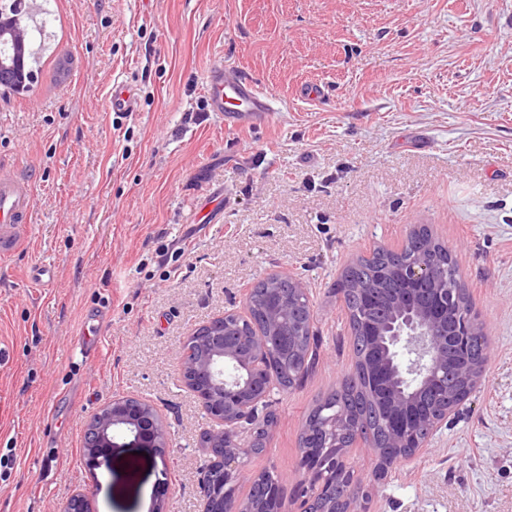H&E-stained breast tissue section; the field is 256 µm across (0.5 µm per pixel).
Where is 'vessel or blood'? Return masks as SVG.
<instances>
[{"label":"vessel or blood","instance_id":"1","mask_svg":"<svg viewBox=\"0 0 512 512\" xmlns=\"http://www.w3.org/2000/svg\"><path fill=\"white\" fill-rule=\"evenodd\" d=\"M211 111L221 113L229 130L266 124L275 110V98L259 90L256 83L238 69L211 67L206 76ZM34 197L30 182L0 173V255L13 254L22 232L33 222Z\"/></svg>","mask_w":512,"mask_h":512}]
</instances>
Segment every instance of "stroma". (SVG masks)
Instances as JSON below:
<instances>
[{
  "instance_id": "35a3bbf8",
  "label": "stroma",
  "mask_w": 512,
  "mask_h": 512,
  "mask_svg": "<svg viewBox=\"0 0 512 512\" xmlns=\"http://www.w3.org/2000/svg\"><path fill=\"white\" fill-rule=\"evenodd\" d=\"M36 2L32 89L0 94V168L35 196L27 241L0 257V512L78 494L87 512H203L211 421L181 382L182 342L277 270L309 292L314 357L272 393L247 470H275L278 512H303L305 417L354 364L336 283L414 224L456 259L490 353L414 458L378 479L352 449L367 512H512V0ZM217 63L274 96L266 125L225 129L205 93ZM116 83L136 111L112 112ZM96 310L94 357L80 342ZM126 394L154 402L169 445L88 470L87 424Z\"/></svg>"
}]
</instances>
